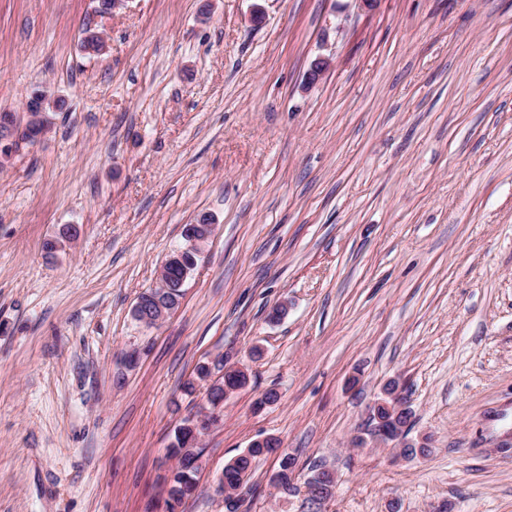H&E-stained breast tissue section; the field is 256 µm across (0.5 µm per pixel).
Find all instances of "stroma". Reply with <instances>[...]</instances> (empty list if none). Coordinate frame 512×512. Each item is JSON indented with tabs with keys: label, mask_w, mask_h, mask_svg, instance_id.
<instances>
[{
	"label": "stroma",
	"mask_w": 512,
	"mask_h": 512,
	"mask_svg": "<svg viewBox=\"0 0 512 512\" xmlns=\"http://www.w3.org/2000/svg\"><path fill=\"white\" fill-rule=\"evenodd\" d=\"M37 91L49 128L0 167V512H167L206 405L183 386L219 360L249 381L180 512H225L267 436L298 487L334 469L322 512H512V0H0V112ZM204 215L179 307L140 324ZM393 379L427 455L351 445ZM277 466L241 512H307ZM223 419V403L212 404L211 408L197 418H189L186 427L181 425L175 433V442L170 448L171 455L177 459L176 472L172 470L167 479V499L168 490L170 494L177 496L190 495L196 489V468L191 466L193 450L197 448L198 442L194 434L200 431L203 434L209 433L214 427L221 424ZM193 432H192V430ZM194 433V434H193ZM176 474V477H175ZM175 477V481L173 483ZM281 443L278 439L274 440V445L268 448H247L246 451L236 456L233 464L224 467V507L226 512H239L243 505L244 498L240 497L238 490L242 489L243 483L252 471L253 461L265 455H270L271 448H279ZM278 460V469L270 476L269 482L279 490L288 492L293 488L290 484L296 470V459L288 453H284L278 457Z\"/></svg>",
	"instance_id": "obj_1"
}]
</instances>
